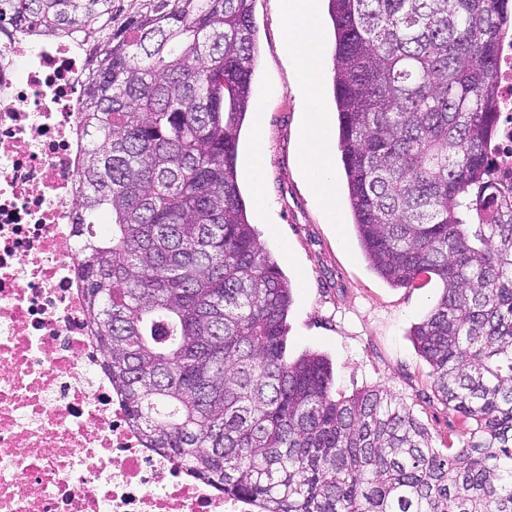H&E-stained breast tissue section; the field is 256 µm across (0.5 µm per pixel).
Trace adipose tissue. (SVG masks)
<instances>
[{"instance_id":"1","label":"adipose tissue","mask_w":512,"mask_h":512,"mask_svg":"<svg viewBox=\"0 0 512 512\" xmlns=\"http://www.w3.org/2000/svg\"><path fill=\"white\" fill-rule=\"evenodd\" d=\"M285 21L284 50L306 99V112L297 138L299 168L321 203L327 223H339L333 138L321 105L323 43L317 0H280Z\"/></svg>"}]
</instances>
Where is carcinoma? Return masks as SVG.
<instances>
[{"mask_svg": "<svg viewBox=\"0 0 512 512\" xmlns=\"http://www.w3.org/2000/svg\"><path fill=\"white\" fill-rule=\"evenodd\" d=\"M254 0H0V31L87 43L79 269L112 389L148 448L261 512H512V197L485 167L509 0H328L352 225L397 288L444 449L381 388L286 358L291 283L248 222L238 142ZM106 224L99 231L98 225Z\"/></svg>", "mask_w": 512, "mask_h": 512, "instance_id": "obj_1", "label": "carcinoma"}]
</instances>
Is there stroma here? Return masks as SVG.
<instances>
[{"instance_id":"35a3bbf8","label":"stroma","mask_w":512,"mask_h":512,"mask_svg":"<svg viewBox=\"0 0 512 512\" xmlns=\"http://www.w3.org/2000/svg\"><path fill=\"white\" fill-rule=\"evenodd\" d=\"M258 59L254 95L263 97V122L246 119L238 176L247 216L263 247L293 285L287 357L305 352L327 356L332 392L348 397L382 387L411 407L436 442H458L465 428L434 393L430 368L411 332L441 292L435 280L395 288L368 266L356 240L344 185L336 187L340 221L326 223L298 168L297 132L304 97L283 53L285 23L279 0H255ZM263 134L269 164L267 211L258 215L249 179L250 146Z\"/></svg>"}]
</instances>
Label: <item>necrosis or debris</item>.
Segmentation results:
<instances>
[{
	"mask_svg": "<svg viewBox=\"0 0 512 512\" xmlns=\"http://www.w3.org/2000/svg\"><path fill=\"white\" fill-rule=\"evenodd\" d=\"M85 51L0 35V512H260L146 447L112 388L77 275ZM487 176L512 196V29Z\"/></svg>",
	"mask_w": 512,
	"mask_h": 512,
	"instance_id": "4bbe7bcc",
	"label": "necrosis or debris"
}]
</instances>
